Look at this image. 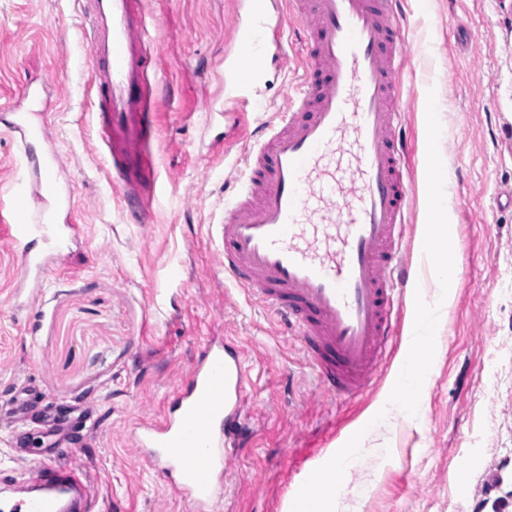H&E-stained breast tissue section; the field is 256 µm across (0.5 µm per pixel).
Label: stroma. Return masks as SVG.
Instances as JSON below:
<instances>
[{"label": "stroma", "instance_id": "stroma-1", "mask_svg": "<svg viewBox=\"0 0 512 512\" xmlns=\"http://www.w3.org/2000/svg\"><path fill=\"white\" fill-rule=\"evenodd\" d=\"M88 3L0 0V216L26 180L9 111L49 74L50 144L85 227L34 290L17 289L20 249L0 232V478L21 484L18 457L81 432L84 411L99 422L78 457L99 488V512H190L124 429L161 414L219 326L249 370L250 442L234 451L222 512H283L313 467L306 449L325 459L382 400L415 292L405 294L394 349L371 389L322 392L297 336L224 278L209 239L250 144L224 103L235 0H142L147 21L161 24L150 45L155 186L146 224L129 219L100 139ZM399 19L412 51L401 74L414 145L405 262L424 274L431 91L458 262L422 413L365 434L367 452L336 512H512V0H402ZM300 75L296 64L270 61L249 91V120H268ZM384 442L386 458L375 452Z\"/></svg>", "mask_w": 512, "mask_h": 512}]
</instances>
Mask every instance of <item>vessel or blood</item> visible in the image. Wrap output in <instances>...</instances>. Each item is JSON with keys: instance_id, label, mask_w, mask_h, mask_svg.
<instances>
[{"instance_id": "vessel-or-blood-1", "label": "vessel or blood", "mask_w": 512, "mask_h": 512, "mask_svg": "<svg viewBox=\"0 0 512 512\" xmlns=\"http://www.w3.org/2000/svg\"><path fill=\"white\" fill-rule=\"evenodd\" d=\"M89 72L106 91L100 137L114 181L133 197L136 222L151 213L142 188L151 170L143 129L154 66L141 0H93ZM235 51L224 58V94L237 103L266 69L264 33L293 27L303 69L285 109L258 126L243 177L212 225L226 279L244 288L298 336L322 391L353 397L371 385L395 338L406 268L409 146L397 81L409 53L396 0H237ZM10 126L27 151V187L13 199L9 238L24 278L46 259L34 239L64 249L80 225L66 223L74 195L57 179L43 113L16 111ZM249 374L240 352L213 335L202 345L165 415L136 424L132 442L150 468L171 476L193 512H216L242 423ZM64 447L40 454L27 490L4 512H95L87 470Z\"/></svg>"}]
</instances>
